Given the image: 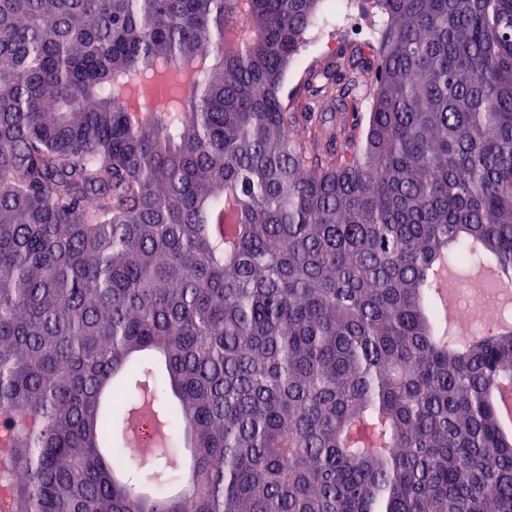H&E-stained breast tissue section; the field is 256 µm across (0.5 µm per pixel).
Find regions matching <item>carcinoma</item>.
<instances>
[{
	"label": "carcinoma",
	"instance_id": "cac0c4a2",
	"mask_svg": "<svg viewBox=\"0 0 512 512\" xmlns=\"http://www.w3.org/2000/svg\"><path fill=\"white\" fill-rule=\"evenodd\" d=\"M319 3L0 0L7 512H512V331L426 277L512 273V0H369L288 105ZM428 277L432 281L433 288L437 292L439 301L447 308L448 311V326L452 327L456 319V310L452 300V293L448 291L456 281L465 279L461 278L459 274L448 268V278L445 269L439 264L438 267L432 268L428 272ZM484 285L479 281H466L456 292L460 307L457 316V331L461 336H479L484 324L483 312L478 299L485 294ZM500 422L503 427L512 429V384L511 382L501 383L493 394Z\"/></svg>",
	"mask_w": 512,
	"mask_h": 512
}]
</instances>
